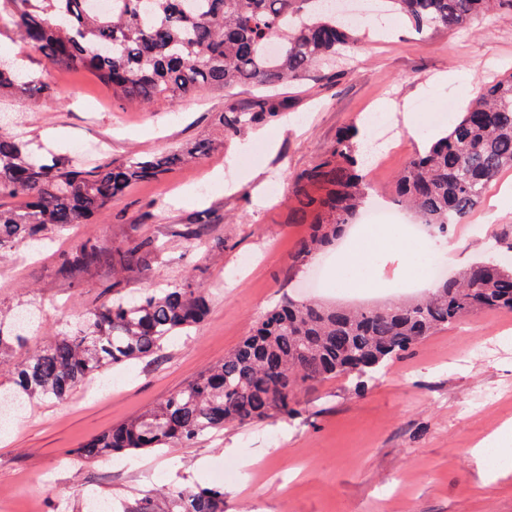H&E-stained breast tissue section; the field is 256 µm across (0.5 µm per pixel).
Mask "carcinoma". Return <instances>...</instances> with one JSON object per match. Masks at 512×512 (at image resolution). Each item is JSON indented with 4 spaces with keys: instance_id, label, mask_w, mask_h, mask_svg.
Listing matches in <instances>:
<instances>
[{
    "instance_id": "carcinoma-1",
    "label": "carcinoma",
    "mask_w": 512,
    "mask_h": 512,
    "mask_svg": "<svg viewBox=\"0 0 512 512\" xmlns=\"http://www.w3.org/2000/svg\"><path fill=\"white\" fill-rule=\"evenodd\" d=\"M417 29L455 30L496 11L512 16V0H389ZM58 66L89 68L112 95L143 107L208 91L251 86L264 92L244 110L220 115L227 136L283 115L279 87L304 79L319 63L349 57L355 27L325 0H0V25ZM56 94L48 79L0 69V97ZM358 130L349 128L330 153L291 185L297 220L312 218L291 255L304 267L358 217L371 186L362 173ZM210 143L88 167L47 161L17 136L0 132V257L20 246L90 224L131 185L155 181L175 163L207 155ZM512 169V73L486 86L443 136L426 141L395 177L393 201L445 236L482 202L489 183ZM158 246L143 239L112 251L92 239L61 253L59 274L72 280L105 264L120 275L151 264ZM485 309L512 312V268L484 260L438 283L434 291L388 308L347 310L286 297L266 309L253 333L224 360L155 408L103 433L76 452L81 460L188 446L229 426L298 413L297 392L326 378L370 377L426 337ZM208 313L204 289L189 279L137 295L117 293L89 310L76 332L26 352L29 326L0 322V355L21 352L3 391L25 402L66 400L89 379L131 361L154 360L175 336ZM111 512H224L220 487L167 486Z\"/></svg>"
}]
</instances>
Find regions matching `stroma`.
I'll use <instances>...</instances> for the list:
<instances>
[{"label":"stroma","instance_id":"stroma-1","mask_svg":"<svg viewBox=\"0 0 512 512\" xmlns=\"http://www.w3.org/2000/svg\"><path fill=\"white\" fill-rule=\"evenodd\" d=\"M0 46L26 70L49 75L61 96L22 95L0 104V131L19 132L29 151L86 158L100 143L102 160L152 155L205 141L214 149L195 164L176 165L160 180L135 185L93 223L64 231L55 243L0 258V317L39 308L27 347L47 345L114 290L192 279L209 295L196 328L171 339L154 361L106 372L101 391L80 388L57 403L36 399L0 445V512H87L90 499H129L167 485L224 480V512H512V473L494 477L471 453L503 423H512V313L481 310L439 330L357 384L326 379L303 387L299 413L207 435L189 448L117 455L110 463L77 462L78 448L158 402L223 360L250 334L259 315L285 296H317L340 304L335 289L313 292L318 269L336 251L317 255L302 271L289 265L307 225L296 223L287 198L291 179L319 163L339 134L367 128L371 159L382 162L375 195L389 197L395 175L429 131L430 108L455 118L480 88L512 72V17L493 14L476 26L416 32L405 18L382 12L359 50L339 68L315 67L278 95L285 119L228 140L220 113L249 107L251 87L206 92L175 105L136 108L111 96L90 72L53 65L28 50L11 28ZM442 72L459 80L437 81ZM512 169L487 188L482 205L447 237H428L426 258L455 246L457 268L483 258L487 242L512 225ZM208 224L200 241L181 237L188 224ZM93 237L124 248L149 237L159 245L148 271L112 276L92 271L83 287L57 272V257ZM380 278L368 306L405 300L393 252L377 255ZM257 462L252 482L236 470Z\"/></svg>","mask_w":512,"mask_h":512}]
</instances>
